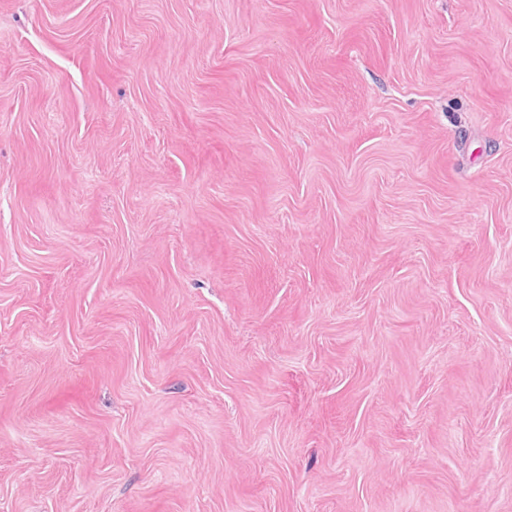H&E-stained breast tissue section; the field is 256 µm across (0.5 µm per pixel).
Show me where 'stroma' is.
<instances>
[{
  "label": "stroma",
  "instance_id": "obj_1",
  "mask_svg": "<svg viewBox=\"0 0 512 512\" xmlns=\"http://www.w3.org/2000/svg\"><path fill=\"white\" fill-rule=\"evenodd\" d=\"M0 512H512V0H0Z\"/></svg>",
  "mask_w": 512,
  "mask_h": 512
}]
</instances>
